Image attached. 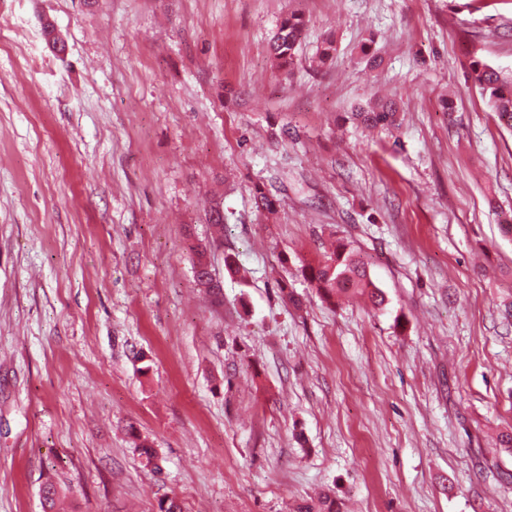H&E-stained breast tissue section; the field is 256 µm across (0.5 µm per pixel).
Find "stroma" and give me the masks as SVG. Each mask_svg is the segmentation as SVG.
<instances>
[{
  "label": "stroma",
  "mask_w": 512,
  "mask_h": 512,
  "mask_svg": "<svg viewBox=\"0 0 512 512\" xmlns=\"http://www.w3.org/2000/svg\"><path fill=\"white\" fill-rule=\"evenodd\" d=\"M476 58L512 74V0H0V512L48 483L66 512H512V131ZM378 97L398 128L348 121ZM334 237L384 309L298 274ZM305 28L303 15L296 10L288 11L269 39V56L279 72H290L297 61ZM277 190L269 189L265 183H257L253 191L254 206L257 211L267 214H275L280 199L276 195ZM189 250L193 253L195 257L194 261V277L195 281L203 288H208L209 290L215 288H221L220 286H211L208 281L211 279V273L208 269V249L207 246H203L201 244L193 245L191 244Z\"/></svg>",
  "instance_id": "1"
}]
</instances>
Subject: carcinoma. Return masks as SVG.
I'll return each instance as SVG.
<instances>
[{"label":"carcinoma","mask_w":512,"mask_h":512,"mask_svg":"<svg viewBox=\"0 0 512 512\" xmlns=\"http://www.w3.org/2000/svg\"><path fill=\"white\" fill-rule=\"evenodd\" d=\"M305 28L303 15L289 11L280 21L269 39V56L274 68L279 72L291 71L297 61ZM468 77L487 98L499 121L512 128V80L491 65L475 59L471 62ZM398 105L393 101L373 99L352 113L353 120L367 129H391L398 122ZM253 201L256 210L267 214L277 212L280 199L276 191L265 183L254 187ZM189 250L195 257V281L203 288L213 289L209 285L211 273L208 269V249L200 244L190 245ZM302 276L328 300L337 296L366 295L381 306L385 302L383 292L374 284L368 272L367 262L349 244L338 239L332 248L324 252L322 259L315 265H303ZM297 512H339L336 499L324 495L317 501L306 503L297 508Z\"/></svg>","instance_id":"1"}]
</instances>
